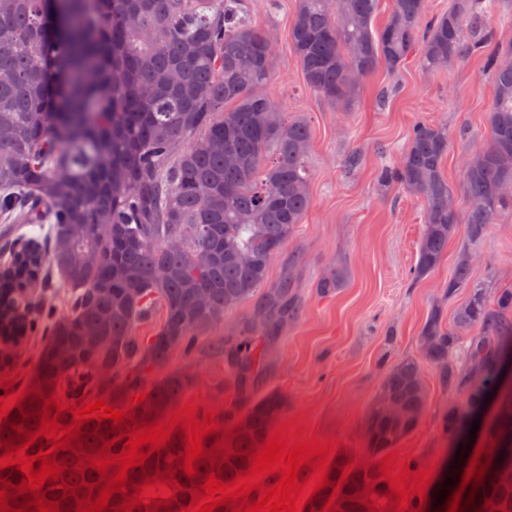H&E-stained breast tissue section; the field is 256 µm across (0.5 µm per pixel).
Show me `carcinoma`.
<instances>
[{
	"mask_svg": "<svg viewBox=\"0 0 512 512\" xmlns=\"http://www.w3.org/2000/svg\"><path fill=\"white\" fill-rule=\"evenodd\" d=\"M45 2L0 0V224L43 230L0 239V367L13 365L17 349L37 338L24 398L0 419V456L2 443L15 447L39 431L46 400L68 404L51 409L73 434L51 454L64 470L45 479L41 491L59 502L60 512H77L102 488L81 457L120 453L128 433L164 419L173 399L192 385L191 375L169 369L174 352L191 356L224 313L252 300L268 332L295 316L292 276L273 290L262 287L272 259L311 205V131L303 119H285L267 90L276 52L244 0H56L51 12ZM492 6L491 0H452L448 11L431 16L427 0H391L377 27L379 0H299L289 23L306 83L337 111L353 105L361 82L377 69L394 72L411 56L434 73L479 55L494 81L489 138L462 176L467 209L445 174L450 141L439 124L416 122L399 162L378 172L381 186H396L424 204L416 276L446 259L449 239L465 226L469 247L459 251L446 288L450 295L467 288L469 296L449 322L433 309L418 336L421 358L397 362L381 380L377 394L398 402L409 421L389 422L371 401L368 465L337 455L328 485L302 512H401L375 460L421 421L423 360L450 395L440 427L451 441L486 395L501 397L491 430L501 448L496 468L512 469V389L501 376L505 350L512 349V288L490 298L472 279V246L512 210V193L501 191L512 183V168L499 163L512 155V66L504 65L512 48L489 50ZM246 54L253 56L248 67L240 63ZM244 253L252 258L248 267L239 262ZM342 281L338 270L317 288L329 295ZM55 288L66 294L64 315L51 301ZM201 289L210 295L207 308L194 304ZM156 312L153 335H135ZM227 362L239 387L259 364L248 341ZM100 367L115 368L111 380L100 379ZM133 393L145 400L132 403ZM93 398L127 408L119 425L93 419L71 428V406ZM285 406L280 393L268 392L229 418L232 435L210 431L205 457L193 461L194 477L184 472L182 436L172 434L143 465L127 470L125 490L111 496L105 512H121L124 501L132 512L194 507L209 474L225 484L251 468L271 415H283ZM18 425L26 432L14 430ZM218 441L227 448L223 457L209 452ZM158 471L175 493L157 509L135 504L136 486L154 482ZM24 478L15 466L2 469L0 490ZM475 489L470 512H512V484L490 478Z\"/></svg>",
	"mask_w": 512,
	"mask_h": 512,
	"instance_id": "1",
	"label": "carcinoma"
}]
</instances>
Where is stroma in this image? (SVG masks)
<instances>
[{"label": "stroma", "instance_id": "stroma-1", "mask_svg": "<svg viewBox=\"0 0 512 512\" xmlns=\"http://www.w3.org/2000/svg\"><path fill=\"white\" fill-rule=\"evenodd\" d=\"M246 3L276 43L270 92L287 118L306 119L312 133V204L273 258L267 281L275 286L293 272L300 312L275 340L254 339L265 369L254 393L280 392L285 418H297L306 437L335 443L341 453L362 447L367 407L387 368L419 356V331L431 309L440 307L448 318L468 297L464 290L445 291L464 237L449 241L447 259L433 272L415 277L424 207L401 189L383 190L376 171L405 150L413 123L426 120L448 130L445 173L458 186L468 160L489 136L485 114L494 84L474 57L458 59L437 75L423 73L413 58L394 73L378 69L362 84L354 106L336 112L305 85L290 48L288 23L298 0ZM477 251L474 282L491 292L512 288L511 213L490 225ZM336 269L344 273L340 288L319 294L317 280ZM251 316L248 303L225 313L211 342L192 357L177 352L170 359V368L194 374L187 396L218 423L247 404L234 393L219 346L239 341ZM422 373L426 411L391 458L393 465L406 459L437 478L450 460V443L440 429L449 397L430 364H423Z\"/></svg>", "mask_w": 512, "mask_h": 512}]
</instances>
